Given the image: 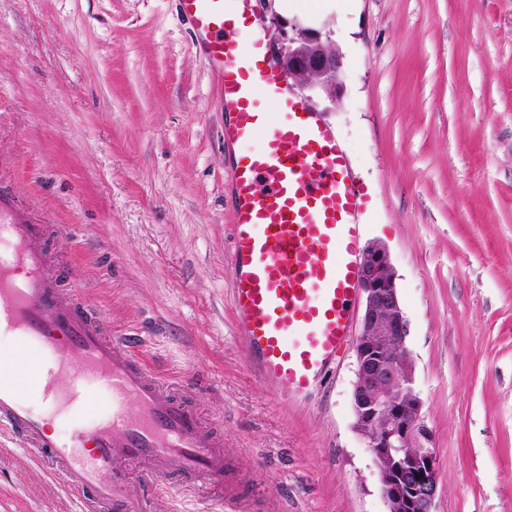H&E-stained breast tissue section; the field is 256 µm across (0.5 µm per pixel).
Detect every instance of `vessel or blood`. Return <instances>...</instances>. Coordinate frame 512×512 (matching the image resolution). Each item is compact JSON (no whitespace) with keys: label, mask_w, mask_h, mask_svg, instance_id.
Returning <instances> with one entry per match:
<instances>
[{"label":"vessel or blood","mask_w":512,"mask_h":512,"mask_svg":"<svg viewBox=\"0 0 512 512\" xmlns=\"http://www.w3.org/2000/svg\"><path fill=\"white\" fill-rule=\"evenodd\" d=\"M180 0L220 79L225 140L258 141L232 170V312L256 372L307 393L347 345L358 290L361 197L335 133L275 70L250 28L253 0ZM274 103L260 111L258 97ZM0 425L79 496L84 512H144L142 489L173 475L224 494L221 438L124 339L101 333L59 290L37 228L0 195ZM80 372H73V364ZM111 411L71 433L46 430L31 400L79 415L96 388Z\"/></svg>","instance_id":"b4317fda"}]
</instances>
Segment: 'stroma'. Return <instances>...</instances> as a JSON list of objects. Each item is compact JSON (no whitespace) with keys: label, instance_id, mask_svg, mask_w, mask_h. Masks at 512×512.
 Wrapping results in <instances>:
<instances>
[{"label":"stroma","instance_id":"35a3bbf8","mask_svg":"<svg viewBox=\"0 0 512 512\" xmlns=\"http://www.w3.org/2000/svg\"><path fill=\"white\" fill-rule=\"evenodd\" d=\"M330 32L342 95L321 119L389 251L437 512H512V0H281ZM219 80L178 0H0V193L105 333L127 340L224 441L204 488L151 512H386L353 427L356 360L304 396L249 366L231 315L232 167ZM0 512H81L0 430Z\"/></svg>","mask_w":512,"mask_h":512}]
</instances>
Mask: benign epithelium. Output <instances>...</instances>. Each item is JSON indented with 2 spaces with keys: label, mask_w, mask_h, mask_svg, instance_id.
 <instances>
[{
  "label": "benign epithelium",
  "mask_w": 512,
  "mask_h": 512,
  "mask_svg": "<svg viewBox=\"0 0 512 512\" xmlns=\"http://www.w3.org/2000/svg\"><path fill=\"white\" fill-rule=\"evenodd\" d=\"M272 24V48L280 70L301 80L309 100L336 105L342 54L333 48L331 35L298 19L274 16ZM359 288L364 310L354 347V428L373 456L387 512H436V442L406 355L408 320L383 244L371 243L362 252Z\"/></svg>",
  "instance_id": "1"
}]
</instances>
